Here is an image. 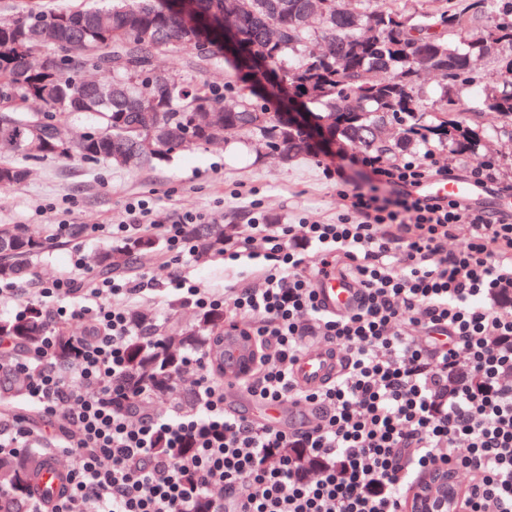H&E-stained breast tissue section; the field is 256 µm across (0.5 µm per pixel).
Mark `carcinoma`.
Wrapping results in <instances>:
<instances>
[{"mask_svg": "<svg viewBox=\"0 0 512 512\" xmlns=\"http://www.w3.org/2000/svg\"><path fill=\"white\" fill-rule=\"evenodd\" d=\"M189 16L203 15L208 25L176 26L174 2ZM81 0L72 8L44 11L31 7L0 16V188L22 183L27 169L18 158L27 145L44 140L39 156L78 155L118 167L139 168L170 155L227 140L235 134L254 141L288 164L311 152L303 132L283 123L271 105L304 98L316 121L340 142L397 160L444 143L453 154H476L483 114L498 118L512 136V56L504 61L508 77L480 85V103L465 105L460 88L474 83L468 59L489 39L512 49V5L500 0H448L442 8L410 10L405 0H391L382 11L370 0ZM232 26L245 55H258L264 66L236 61L241 76L219 89L203 74L229 66L220 29ZM41 33L39 47L55 65L32 68L26 54L30 33ZM180 53L186 66L168 74L158 97L161 73L152 59ZM421 54L439 72L443 87L430 110L423 109L425 87L415 56ZM116 89L112 102L80 108L75 97L94 69ZM86 125L97 137L62 145L53 138L60 118ZM152 149L134 163L123 155L135 142ZM188 235L203 255L224 253V224H191ZM1 240H16L0 253V277H22L28 260L45 244L41 230L29 225L0 227ZM157 247L151 237L129 240L101 252L102 269L128 265L132 255ZM137 334L127 345L131 380L153 393L176 395L184 355L194 347L212 348L224 332V311L198 312L174 327L175 335L155 342L154 329L138 316ZM49 330L42 308L30 306L18 317L0 319V337L14 339L26 351L36 349ZM77 337L56 330L60 364L73 362ZM34 455L0 459V487L26 492L40 469Z\"/></svg>", "mask_w": 512, "mask_h": 512, "instance_id": "cac0c4a2", "label": "carcinoma"}]
</instances>
